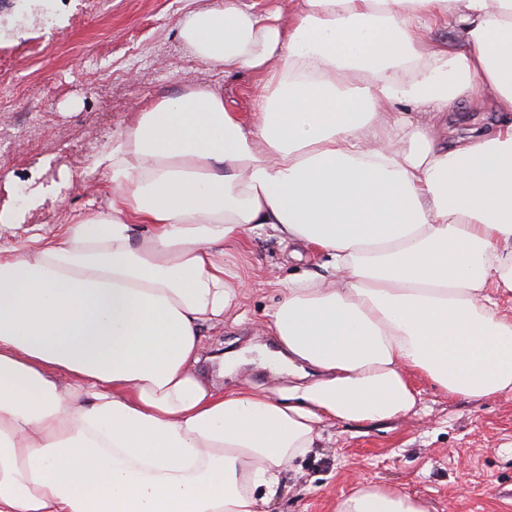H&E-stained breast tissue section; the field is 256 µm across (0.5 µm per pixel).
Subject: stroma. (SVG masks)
Returning a JSON list of instances; mask_svg holds the SVG:
<instances>
[{
  "label": "stroma",
  "instance_id": "35a3bbf8",
  "mask_svg": "<svg viewBox=\"0 0 512 512\" xmlns=\"http://www.w3.org/2000/svg\"><path fill=\"white\" fill-rule=\"evenodd\" d=\"M214 0H0V130L26 125V138L5 141L12 164L0 172V209L13 228L58 231L74 212L105 207L108 184L91 163L134 116L138 104L206 84L233 111L252 110L257 74L198 61L179 35L190 11ZM110 80L90 85L91 72ZM488 109L460 103L438 135L455 141L487 127ZM243 295L223 323L203 328L198 375L217 390L270 388L308 374L300 365L273 372L261 352L281 348L265 324L279 284L323 272L325 256L286 244L269 231L227 247ZM419 402L399 418L358 426L324 425L318 446L288 474L270 512H333L358 482L425 500L429 512H512V398H451L416 380Z\"/></svg>",
  "mask_w": 512,
  "mask_h": 512
}]
</instances>
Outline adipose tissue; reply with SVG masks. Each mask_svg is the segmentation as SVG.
<instances>
[{"mask_svg": "<svg viewBox=\"0 0 512 512\" xmlns=\"http://www.w3.org/2000/svg\"><path fill=\"white\" fill-rule=\"evenodd\" d=\"M288 8L186 14L201 62L258 74L254 111L206 86L136 107L92 162L106 207L0 243V512H262L325 423L411 412L415 377L512 396V0ZM463 100L497 120L443 145ZM264 227L328 258L267 319L321 375L218 392L201 328L239 305L225 245ZM334 512L429 510L364 483Z\"/></svg>", "mask_w": 512, "mask_h": 512, "instance_id": "adipose-tissue-1", "label": "adipose tissue"}]
</instances>
